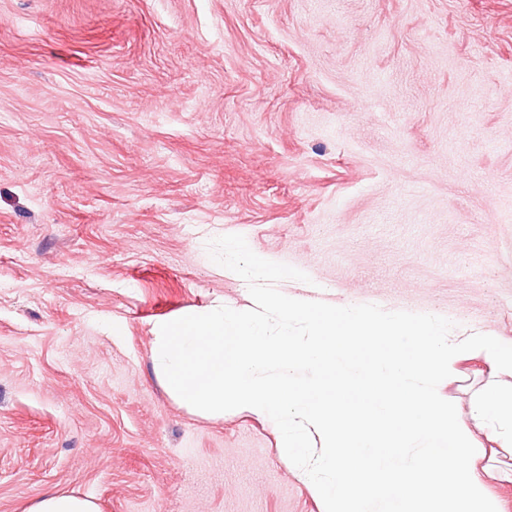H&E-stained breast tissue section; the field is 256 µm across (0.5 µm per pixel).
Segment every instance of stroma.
<instances>
[{"instance_id":"1","label":"stroma","mask_w":512,"mask_h":512,"mask_svg":"<svg viewBox=\"0 0 512 512\" xmlns=\"http://www.w3.org/2000/svg\"><path fill=\"white\" fill-rule=\"evenodd\" d=\"M284 294L512 340V0H0V512H325L155 329ZM487 476L512 512V452ZM25 512H98V508L90 498L51 492L29 505Z\"/></svg>"}]
</instances>
